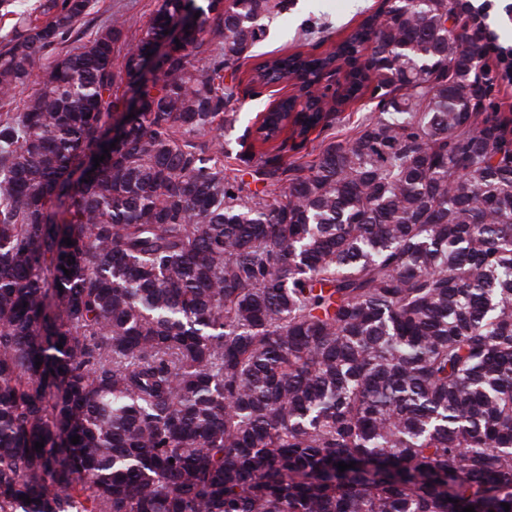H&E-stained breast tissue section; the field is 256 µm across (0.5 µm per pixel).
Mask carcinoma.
<instances>
[{"label": "carcinoma", "instance_id": "obj_1", "mask_svg": "<svg viewBox=\"0 0 512 512\" xmlns=\"http://www.w3.org/2000/svg\"><path fill=\"white\" fill-rule=\"evenodd\" d=\"M289 2L157 0L127 41L119 12L81 32L91 0H0V512H512V113L486 31L467 0H384L334 51L259 63L260 87L348 66L331 106L272 103L264 144L374 105L310 164L240 157L261 195L224 173V73ZM121 91L138 110L74 178ZM504 51H503V50ZM493 50L497 52L498 56L502 61L507 60V66L505 69V76L510 79L511 76V49L507 51L504 48L494 47ZM490 53L489 63L491 64V68L496 74V87H495V102L498 105V108L501 112H511L512 113V81L508 82V80H504L501 78V67L499 66L496 54L493 52ZM507 51V52H505Z\"/></svg>", "mask_w": 512, "mask_h": 512}]
</instances>
